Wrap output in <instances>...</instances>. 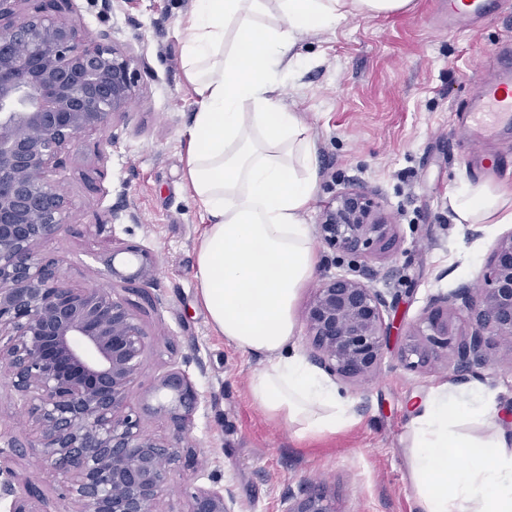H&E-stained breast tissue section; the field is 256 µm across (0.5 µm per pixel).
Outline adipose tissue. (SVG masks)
Returning a JSON list of instances; mask_svg holds the SVG:
<instances>
[{
    "label": "adipose tissue",
    "instance_id": "obj_1",
    "mask_svg": "<svg viewBox=\"0 0 512 512\" xmlns=\"http://www.w3.org/2000/svg\"><path fill=\"white\" fill-rule=\"evenodd\" d=\"M196 0L183 68L197 109L186 131L185 180L207 221L195 279L217 335L262 356L250 377L254 404L297 438L332 433L351 415L346 400L296 351L294 305L319 262L306 221L317 171L315 143L278 90L295 68L299 39L349 16H384L413 0ZM453 220L511 224L512 194L487 182L448 195ZM464 423L480 433L459 432ZM418 512H512V435L482 384L444 383L419 403L405 439Z\"/></svg>",
    "mask_w": 512,
    "mask_h": 512
}]
</instances>
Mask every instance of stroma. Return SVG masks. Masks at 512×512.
<instances>
[{"mask_svg": "<svg viewBox=\"0 0 512 512\" xmlns=\"http://www.w3.org/2000/svg\"><path fill=\"white\" fill-rule=\"evenodd\" d=\"M74 19L87 33L102 29L148 62L141 94L112 146L88 139L57 176L71 218L49 252L63 260L72 284L111 288L104 262L113 244L150 251L157 273L147 294L124 296L151 343L140 392L178 369L200 392L192 417L197 446L193 485H232L244 512H283L288 494L320 484L337 512H416L404 439L418 397L442 382L472 384L445 361L415 371L398 360L391 340L372 379L360 387L337 382L352 419L333 433L296 439L268 419L248 393L261 356L226 343L210 326L197 297V248L205 230L185 183V132L197 109L182 68L186 20L194 0H122L104 12L101 0H74ZM442 0H413L388 16H354L301 39L302 63L284 79L282 104L298 112L316 143L318 173L308 224H318L335 193L353 185L377 202L398 230L397 256L373 260L370 287L397 296V315L412 324L429 298L476 284L507 224L478 230L453 223L448 195L479 182L463 161L466 141L454 113L475 91L479 63L496 46L512 44V16L496 15L472 29H444ZM123 203L129 216L112 224L108 209ZM481 378L501 411L512 410V352L489 351ZM20 480L43 493L34 512H64L57 481L30 451L10 462Z\"/></svg>", "mask_w": 512, "mask_h": 512, "instance_id": "35a3bbf8", "label": "stroma"}]
</instances>
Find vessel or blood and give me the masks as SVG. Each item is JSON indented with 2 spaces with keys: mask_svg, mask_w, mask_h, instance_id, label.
<instances>
[{
  "mask_svg": "<svg viewBox=\"0 0 512 512\" xmlns=\"http://www.w3.org/2000/svg\"><path fill=\"white\" fill-rule=\"evenodd\" d=\"M504 0H448V27L463 30L502 9ZM470 150L473 166L512 178V158L488 155L485 146L500 130L512 124V48L492 50L480 68L470 104L456 117Z\"/></svg>",
  "mask_w": 512,
  "mask_h": 512,
  "instance_id": "vessel-or-blood-1",
  "label": "vessel or blood"
}]
</instances>
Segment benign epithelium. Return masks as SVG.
Returning a JSON list of instances; mask_svg holds the SVG:
<instances>
[{"instance_id": "7a95c632", "label": "benign epithelium", "mask_w": 512, "mask_h": 512, "mask_svg": "<svg viewBox=\"0 0 512 512\" xmlns=\"http://www.w3.org/2000/svg\"><path fill=\"white\" fill-rule=\"evenodd\" d=\"M72 12L73 0H0V375L23 403L28 447L60 477L67 512H160L170 483L193 468L187 442L201 395L172 370L156 387L167 400L144 398L134 407L150 347L137 313L113 289L70 284L63 260L44 250L70 217L56 173L91 135L119 141L116 119L138 98L147 69L111 30L89 36ZM318 230L328 248L349 258V273L315 288L305 313L310 357L332 376L363 382L402 326L384 318L396 299L364 282L369 260L394 253L395 225L365 193L345 188L324 208ZM105 265L112 280L141 285L154 281L157 268L136 245L112 249ZM455 311L466 313L469 332H453ZM404 338L398 358L408 369L444 354L455 372L480 376L492 346L512 351V232L495 243L479 287L431 298ZM143 413L167 417L172 436L146 434ZM39 498L0 449V512H32L30 501ZM284 503V512H336L316 488ZM236 505L226 486L198 488L187 512H237Z\"/></svg>"}]
</instances>
